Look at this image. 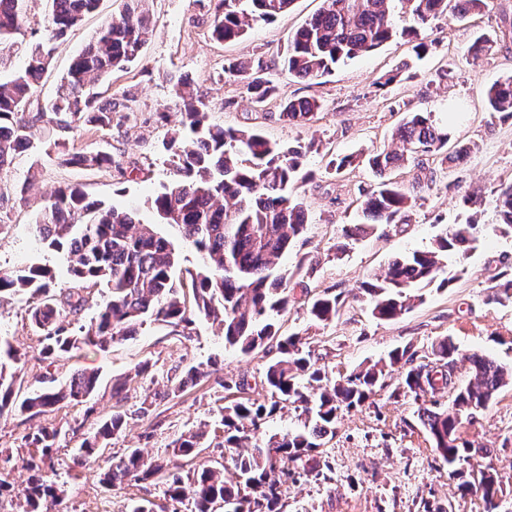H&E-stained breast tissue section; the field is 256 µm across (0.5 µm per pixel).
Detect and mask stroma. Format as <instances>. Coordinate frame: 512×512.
<instances>
[{
    "label": "stroma",
    "mask_w": 512,
    "mask_h": 512,
    "mask_svg": "<svg viewBox=\"0 0 512 512\" xmlns=\"http://www.w3.org/2000/svg\"><path fill=\"white\" fill-rule=\"evenodd\" d=\"M497 2L496 9L464 21L440 17L427 32L432 46L423 60H416L409 44L399 37L328 75L304 82L277 64L289 36L323 8L324 0H296L274 22L258 23L243 39L222 43L211 38L206 0H148L154 29L140 59L100 85L116 107V127L107 131L86 126L67 137L70 148L111 153L112 165L86 170L24 154L0 174V183L6 185L24 180L31 184L26 202L0 206V271L37 261L54 271L56 291L77 287L60 254L32 245L31 227L46 198L61 186H80L90 198L137 210L142 221H152L148 198L175 178L162 143L181 119L182 101L171 82L172 75L179 74L186 77L191 91L204 94L209 123L256 129L270 140L308 149L305 168L313 177L303 184L300 196L309 224L280 260L281 268L292 272L297 289L295 304L277 318L281 335H298L317 366L335 379L387 358L396 349H410L418 361H427L432 345L445 336L458 347L459 384L471 379L472 353L512 366V303L488 300L500 276L512 273V236L495 232L498 217L491 203L475 211L461 202L464 195L512 182V119L491 117L483 105L485 89L512 74V39L506 49L489 58L475 61L467 55L476 32L512 29V0ZM120 9L121 0H100L94 13L57 42L37 88L40 101L56 97L73 59ZM258 57L275 65V78L285 96L319 101L321 108L310 121L280 120L275 99L256 107L242 84L224 72L225 61ZM405 62L415 78L377 87L380 76ZM126 104L131 113H122ZM411 110L434 111L440 122L449 123L456 138L471 144L472 151L462 165L438 172L413 208L409 223L381 224L365 238L349 240L344 229L356 223L360 200L376 177L361 165L338 174L328 163L336 155H367L387 147L393 129ZM472 216L480 224L479 237L462 262L450 263L448 287L423 288L422 301L408 312L387 322L375 319L357 295L360 284L384 272L396 255L428 248L446 227ZM323 292L339 295L341 308L336 319L317 324L310 320L304 300ZM0 335L10 339L22 358L19 393L35 388L37 376L47 369L61 383L78 371H94L100 377L98 390L87 403L32 418L0 417V451L6 453L23 452L26 433L48 424L62 427L64 436L54 460L56 479L65 489L61 512H121L131 497L163 500L161 488L147 484L104 492L93 472L72 466L73 450L80 446L83 433L111 413L115 380L129 381L128 407H138L148 397L154 400L148 416L130 419L127 429L112 439L109 450L116 454L140 448L154 456L180 434L201 428L207 432V446L200 461L223 460L218 412L222 389L204 379L177 397L165 396L172 367L216 358L225 376L246 381L247 396L267 397L262 381L271 353L259 349L245 356L225 346L224 328L214 319L197 320L188 336L172 335L162 325H147L139 336L107 350L85 347L47 366L39 359V333L29 321L25 298L8 296L0 301ZM145 361L150 372L135 375L136 366ZM397 383L396 374H389L384 388L365 405L341 413L336 435L323 449L328 470L289 486L284 512H440L447 506L454 512H482L480 499L461 494L457 480L449 477L417 418L413 398L394 397ZM461 434L490 449L501 482L499 512H512V384L464 420Z\"/></svg>",
    "instance_id": "stroma-1"
}]
</instances>
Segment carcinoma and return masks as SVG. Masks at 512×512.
I'll list each match as a JSON object with an SVG mask.
<instances>
[{
	"label": "carcinoma",
	"instance_id": "carcinoma-1",
	"mask_svg": "<svg viewBox=\"0 0 512 512\" xmlns=\"http://www.w3.org/2000/svg\"><path fill=\"white\" fill-rule=\"evenodd\" d=\"M408 10L412 25L402 34L420 59L429 52L425 32L434 20L448 12L464 20L490 11L495 0H326L290 36L283 68L294 77L313 81L356 57L373 52L397 36L391 2ZM100 0H52V9L42 21L46 38L31 50L23 69L9 80L0 81V172L10 169L26 150L42 149L65 167L100 168L112 165V154L104 151L72 150L66 138L44 142L38 132L50 126L62 134L86 125L112 129V102L100 100L97 85L115 70L136 62L150 34V16L145 0H126L122 11L111 17L85 50L72 62L59 95L43 104L35 97L36 87L50 64L53 43L65 37L84 17L97 10ZM212 9L211 35L218 41L243 38L252 24L271 22L289 11L295 0H209ZM36 21L27 11L26 0H0V51L12 45ZM505 38L493 34L475 36L467 48L473 59L497 54ZM224 71L243 83L256 104L280 99L279 118L289 122L311 120L321 108L307 98H283L262 59L231 61ZM485 105L493 117L512 118V76L492 84ZM205 103L196 95L183 101L181 127L167 139L176 179L163 186L150 201L154 222L142 223L131 210L103 202L89 203L76 185L57 189L36 220V239L63 253L71 276L92 285L104 284L106 301L87 326L71 331L64 312L78 314L82 298L70 293L59 300L51 294L53 270L32 263L11 272H0V296L24 295L33 326L43 332L40 359H56L84 346L101 350L117 340L140 333L146 324H163L176 336H188L196 320L221 317L224 345L248 355L276 342L278 356L267 367L265 385L271 402L257 399L232 400L220 407L224 426V451L230 453L237 475L235 483L224 481V467L198 460L206 431L189 430L173 440L164 451L148 457L139 448H128L119 457L105 454L110 440L123 433L133 416L148 414L147 402L133 412L123 405L128 381L112 384L116 405L112 413L83 438L73 464L98 474L99 483L113 489L130 483L160 486L170 503L168 512H282V499L294 470L320 475V461L313 452L336 435L339 414L364 405L382 389L384 367L374 363L360 367L334 382L316 367L311 350L295 335L279 336L274 316L295 303L292 277L278 266L280 257L308 224L298 189L309 178L303 171L302 147H283L253 130L243 132L210 125ZM452 133L431 111L407 113L392 133L393 146L368 157L378 185L361 202V222L350 227L351 239L366 236L377 224H407L425 184L417 179L402 184L393 175L410 165L424 166L428 156L439 167L462 163L471 151L457 141L448 147ZM499 224L497 229L512 234V183L490 191ZM164 225L171 234L157 231ZM478 224H453L436 236L430 247L395 258L382 275L361 283L370 311L380 321L393 320L422 300L418 291L434 282L446 287L448 262L464 257L475 241ZM195 251L200 268L192 278V304L181 294L175 277L179 244ZM489 298L512 302V274L504 273ZM340 311L336 295L323 293L312 298L307 313L329 322ZM458 348L445 337L432 348V360L416 362L404 349L389 354V366L400 369L396 393L421 402L417 416L448 465V475L458 478L462 494L475 493L483 512H497L501 492L491 463L465 472L459 465L478 457L487 460L490 449L461 437L459 425L489 405L499 390L512 383V367L477 353L469 356L473 381L456 385L454 368ZM18 351L0 336V416L31 417L60 404L80 405L96 391L98 376L76 372L62 384L46 373L41 387L23 397L15 392L16 372L12 365ZM217 360L207 367L174 369L167 395L177 396L190 384L216 376L226 391L245 386L243 380L220 375ZM446 390L450 400L442 407L425 393ZM296 404L305 415L303 428L274 436L265 444H244L262 421L280 405ZM61 429L45 426L25 437L28 456L22 467L32 472L18 493L25 512H52L62 502L64 489L44 478L58 452ZM190 462L186 470L174 471L170 459Z\"/></svg>",
	"mask_w": 512,
	"mask_h": 512
}]
</instances>
